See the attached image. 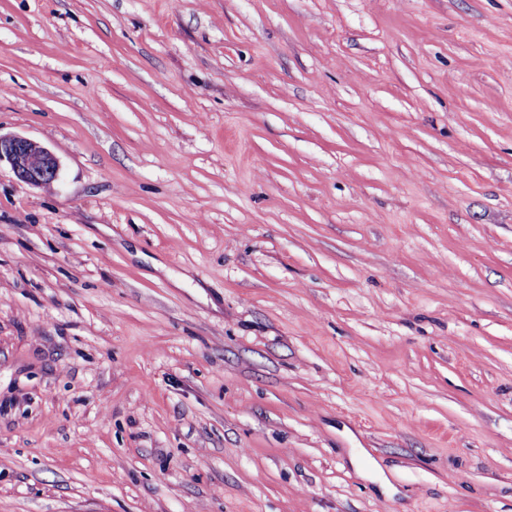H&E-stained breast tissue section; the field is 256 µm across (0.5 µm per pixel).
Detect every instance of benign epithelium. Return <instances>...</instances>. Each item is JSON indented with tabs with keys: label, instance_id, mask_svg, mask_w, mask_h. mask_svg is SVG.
<instances>
[{
	"label": "benign epithelium",
	"instance_id": "7a95c632",
	"mask_svg": "<svg viewBox=\"0 0 512 512\" xmlns=\"http://www.w3.org/2000/svg\"><path fill=\"white\" fill-rule=\"evenodd\" d=\"M9 163L13 173L22 181L44 186L59 175V162L47 147L29 138L0 134V162Z\"/></svg>",
	"mask_w": 512,
	"mask_h": 512
}]
</instances>
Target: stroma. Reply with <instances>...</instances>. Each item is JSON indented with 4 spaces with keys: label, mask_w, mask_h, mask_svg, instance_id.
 Here are the masks:
<instances>
[{
    "label": "stroma",
    "mask_w": 512,
    "mask_h": 512,
    "mask_svg": "<svg viewBox=\"0 0 512 512\" xmlns=\"http://www.w3.org/2000/svg\"><path fill=\"white\" fill-rule=\"evenodd\" d=\"M0 512H512V0H0ZM2 161L20 180L34 186L49 185L59 175V162L51 150L23 136L0 133V165Z\"/></svg>",
    "instance_id": "obj_1"
}]
</instances>
